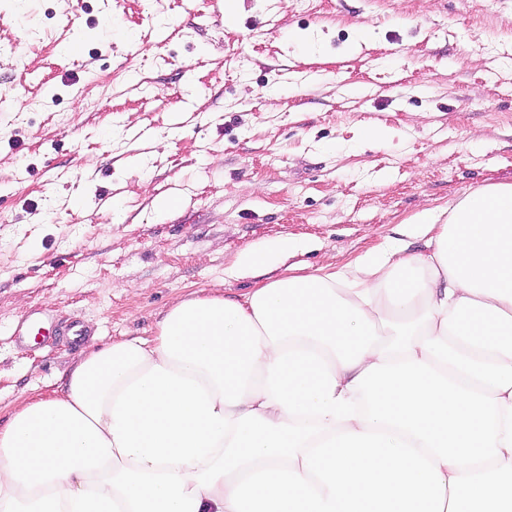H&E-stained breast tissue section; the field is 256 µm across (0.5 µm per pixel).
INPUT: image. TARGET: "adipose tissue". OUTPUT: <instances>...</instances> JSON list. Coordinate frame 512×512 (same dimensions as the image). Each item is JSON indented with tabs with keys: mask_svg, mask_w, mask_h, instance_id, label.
I'll return each instance as SVG.
<instances>
[{
	"mask_svg": "<svg viewBox=\"0 0 512 512\" xmlns=\"http://www.w3.org/2000/svg\"><path fill=\"white\" fill-rule=\"evenodd\" d=\"M171 306L0 429V512H512V183Z\"/></svg>",
	"mask_w": 512,
	"mask_h": 512,
	"instance_id": "1",
	"label": "adipose tissue"
}]
</instances>
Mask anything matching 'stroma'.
<instances>
[{"mask_svg":"<svg viewBox=\"0 0 512 512\" xmlns=\"http://www.w3.org/2000/svg\"><path fill=\"white\" fill-rule=\"evenodd\" d=\"M224 2L0 0V428L65 383L72 322L149 337L213 285L422 251L421 211L512 183V0ZM294 246V243L286 238L281 240L277 246L275 253L271 251L251 249L240 252L238 255L233 269L236 271H246L260 265H267L273 262L274 255H283L288 253V250Z\"/></svg>","mask_w":512,"mask_h":512,"instance_id":"stroma-1","label":"stroma"}]
</instances>
